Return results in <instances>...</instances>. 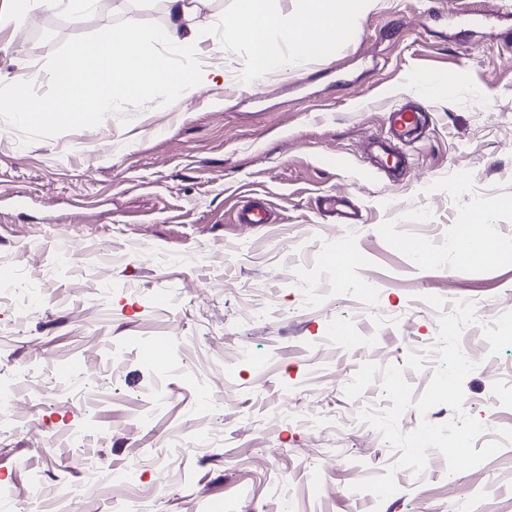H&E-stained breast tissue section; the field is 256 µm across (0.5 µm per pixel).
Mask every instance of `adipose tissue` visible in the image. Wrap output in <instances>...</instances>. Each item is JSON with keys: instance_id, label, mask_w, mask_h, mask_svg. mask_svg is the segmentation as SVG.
Listing matches in <instances>:
<instances>
[{"instance_id": "obj_1", "label": "adipose tissue", "mask_w": 512, "mask_h": 512, "mask_svg": "<svg viewBox=\"0 0 512 512\" xmlns=\"http://www.w3.org/2000/svg\"><path fill=\"white\" fill-rule=\"evenodd\" d=\"M364 0H295V20L288 29L269 0H235V11L224 25L223 37L250 50L249 79L278 69L285 55L296 65L332 54L352 29Z\"/></svg>"}]
</instances>
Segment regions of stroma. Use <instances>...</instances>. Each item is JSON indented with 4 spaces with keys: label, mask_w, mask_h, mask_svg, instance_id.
<instances>
[{
    "label": "stroma",
    "mask_w": 512,
    "mask_h": 512,
    "mask_svg": "<svg viewBox=\"0 0 512 512\" xmlns=\"http://www.w3.org/2000/svg\"><path fill=\"white\" fill-rule=\"evenodd\" d=\"M187 30L213 82L167 106L148 102L99 126L24 142L0 120V265L39 254L40 297H0V382L26 372L22 407L0 431V512L13 499L44 512L31 485L77 488L75 512H460L456 483L474 486L482 512H512V261L465 266L455 235L465 179L486 208L474 233L512 245V0H367L330 57L283 63L247 77L245 46H220L233 0H197ZM119 20L169 22L165 0H99L74 21L55 0H35L0 26V81L49 86L46 63L65 39ZM449 76L440 93L417 84ZM413 100L424 111L402 144L394 178L372 152L390 137L389 112ZM348 197L363 221L337 224L323 195ZM259 202L265 224H238ZM351 236L362 269L327 283L307 306L283 269L321 278V255ZM428 247L426 268L396 239ZM112 273L100 296L99 268ZM167 294L159 304V294ZM475 306L463 353L482 345L465 378L466 415L501 449L448 475L431 451L422 475L401 469L384 501L353 491L400 457L362 410L390 407L381 381L354 399L345 385L369 361L404 367L421 396L437 366L438 313L425 298ZM378 332L379 350L342 349L330 329ZM180 337L176 358L144 353ZM426 353L423 370L406 369ZM163 389L167 400L155 404ZM98 473L89 482L81 460ZM137 464L142 482L112 484Z\"/></svg>",
    "instance_id": "stroma-1"
}]
</instances>
